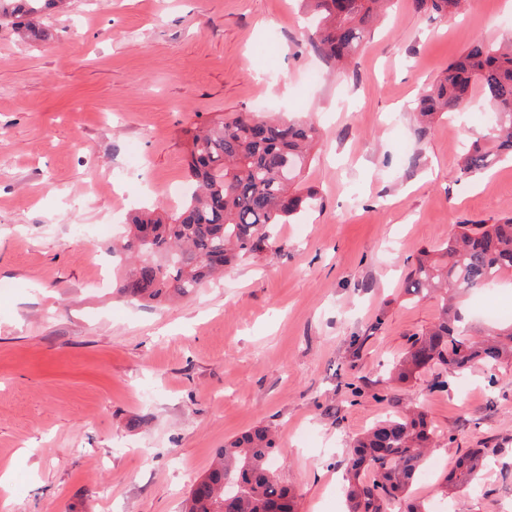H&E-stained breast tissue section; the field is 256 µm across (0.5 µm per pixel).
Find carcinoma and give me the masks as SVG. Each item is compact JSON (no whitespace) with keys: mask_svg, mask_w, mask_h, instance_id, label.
Segmentation results:
<instances>
[{"mask_svg":"<svg viewBox=\"0 0 512 512\" xmlns=\"http://www.w3.org/2000/svg\"><path fill=\"white\" fill-rule=\"evenodd\" d=\"M314 22L310 51L341 68L371 34L389 0H302ZM63 0H0V24H13L21 38L32 31L22 20L42 15ZM444 16L465 0H416ZM480 88L494 115L490 132L472 142L461 161L468 178L491 160L512 154V44L473 42L423 94L416 110L434 118L458 111ZM319 136L315 123L291 116L236 113L192 137L189 176L196 188L172 215H136L117 251L131 266L119 282L122 294L162 304L193 293L237 258L270 245V228L284 224L310 199L299 179ZM424 253L407 277L413 297L444 293L435 324L414 333L393 377L406 380L427 367L451 375L477 366L493 368L512 356V325L483 338L471 336L457 305L460 293L480 291L512 274V217L494 224H457L437 249ZM436 432L421 409L392 416L358 437L347 461L349 512H428L409 497L422 472L425 451L437 447ZM283 453L265 427H255L219 449L206 474L191 488L185 512H296L291 489L277 479L271 460ZM484 450L461 453L445 478L455 489L478 485Z\"/></svg>","mask_w":512,"mask_h":512,"instance_id":"carcinoma-1","label":"carcinoma"}]
</instances>
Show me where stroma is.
I'll return each mask as SVG.
<instances>
[{
  "label": "stroma",
  "instance_id": "35a3bbf8",
  "mask_svg": "<svg viewBox=\"0 0 512 512\" xmlns=\"http://www.w3.org/2000/svg\"><path fill=\"white\" fill-rule=\"evenodd\" d=\"M43 24L51 42L0 25V512H182L217 449L258 426L298 512H346L353 440L406 406L445 435L414 496L512 512V363L444 390L429 371L387 381L436 321L437 300L403 288L421 253L512 216V160L461 176L480 94L425 129L412 110L472 42L512 36L506 0L447 17L396 0L342 73L309 51L299 0H67ZM260 99L317 120L311 200L191 295L114 294L126 263L93 225L180 209L192 135ZM467 448L488 467L445 492Z\"/></svg>",
  "mask_w": 512,
  "mask_h": 512
}]
</instances>
